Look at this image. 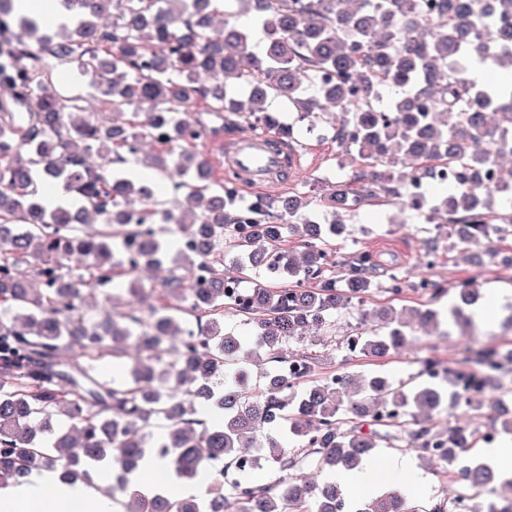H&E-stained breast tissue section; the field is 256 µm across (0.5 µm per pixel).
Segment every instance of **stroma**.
<instances>
[{"label": "stroma", "instance_id": "1", "mask_svg": "<svg viewBox=\"0 0 512 512\" xmlns=\"http://www.w3.org/2000/svg\"><path fill=\"white\" fill-rule=\"evenodd\" d=\"M50 80L63 94L81 96L87 111H101L103 97L100 92L91 86L89 78L79 75L70 66L61 65L53 69ZM293 152L296 161L292 170H289L287 179L268 188V195L287 194L301 184L313 185L332 181L336 177L348 176L359 170L358 164L341 156L335 141L317 138L303 128L297 132ZM344 220L350 234L347 242L341 243V251L346 252L356 246L373 251L381 264V271L375 276L376 281H385L386 270L398 268L406 272L409 286L397 297L383 291L372 293L366 299L364 307L353 308L341 317L333 335L307 334L300 346L317 353V373L343 367L360 375L380 372L390 380L405 381L416 374L417 361L425 355L434 356L444 367H457L462 357L464 338L455 330L444 335L431 336L419 331L413 332L408 346L400 354L384 362L349 355L338 347L341 335L359 327H366L364 310L385 307L399 311L430 305L420 291L413 289L412 284L420 274L419 256L426 242L431 239L437 240L441 253L431 275L441 281L447 290L446 295L433 305L437 310H447L457 300L460 288L469 283L475 284L484 299L494 300L496 308L495 319L482 323L481 343L512 349V331L506 332L501 328L502 320L512 316V269H504L497 262L489 260L481 273H473L454 248L455 236L451 226L419 223L411 211H403L393 205H368L354 214L345 215ZM498 403L497 393L489 392L482 395L479 409L464 413L447 408L435 415L433 423L440 429L452 422L476 432L491 426ZM380 451L385 456L405 454L410 463V472L405 475V482H412L417 474L424 476V483L417 486L411 497L418 512H424L425 508L439 499L452 496L456 485L448 465L440 462L422 465L416 452L404 450L401 443L396 441L382 445Z\"/></svg>", "mask_w": 512, "mask_h": 512}]
</instances>
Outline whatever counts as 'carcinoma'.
Listing matches in <instances>:
<instances>
[{"instance_id":"1","label":"carcinoma","mask_w":512,"mask_h":512,"mask_svg":"<svg viewBox=\"0 0 512 512\" xmlns=\"http://www.w3.org/2000/svg\"><path fill=\"white\" fill-rule=\"evenodd\" d=\"M194 2L192 11L188 0H63L73 26L55 39L34 36V20L16 32L11 0H0V488H21L35 472L90 484L105 468L124 492L151 453L183 482L205 478V495L157 486L129 494L124 512H416L395 491L351 505L341 488L307 476L356 469L396 440L426 463L464 458L458 482L471 493L469 512H512V498L480 499L498 472L477 441L431 424L446 406L474 410L476 394L503 390L512 352L468 346L461 367L437 383L317 375L315 358L289 346L332 328L378 289L376 254H339L346 224L313 221L307 190L241 203L174 124L179 113L194 136L213 139L227 112L238 128L262 122L280 152L295 129L271 111L279 100L307 130L331 128L361 166L325 187L331 213L397 201L424 224L451 225L472 267L488 256L512 268V251L472 249L512 227V173L493 184L479 178L512 156V81L475 75L479 62H512V0H234L244 12L229 15L214 0ZM58 65L90 77L106 111L132 119L89 116L47 83ZM166 128L172 136L141 163L171 182L182 207L114 167L127 145L153 143ZM439 168L448 180L437 181ZM51 183L77 203L47 207L39 187ZM436 183L445 193L431 192ZM496 197L500 211L490 209ZM142 205L158 224L150 237L135 219ZM167 234L193 247L171 252ZM118 279L124 310L88 320L87 293L108 301ZM231 279L250 284L240 310L224 298ZM459 299L448 325L471 328L466 308L478 289ZM229 313L275 362L253 390L242 370L229 373L245 345L224 326ZM410 314L411 322L374 311L377 324L340 347L392 357L413 325L438 327L435 310ZM191 317L198 343L182 348ZM286 356L305 366L294 387L277 366ZM122 357V380H98L100 361ZM156 422L164 432L154 437ZM246 453L256 461L243 470ZM265 465L275 481L257 484Z\"/></svg>"}]
</instances>
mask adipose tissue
<instances>
[{
	"label": "adipose tissue",
	"mask_w": 512,
	"mask_h": 512,
	"mask_svg": "<svg viewBox=\"0 0 512 512\" xmlns=\"http://www.w3.org/2000/svg\"><path fill=\"white\" fill-rule=\"evenodd\" d=\"M407 467L408 461L402 456L379 461L370 459L361 469L336 473L335 480L347 490L350 499L357 500L385 482L400 479ZM50 485L55 488L50 512H71L76 504L81 505L82 512H113L112 500L85 485L63 483L44 472L33 473L25 487L0 489V512H26L28 504L38 501L43 490Z\"/></svg>",
	"instance_id": "obj_1"
}]
</instances>
